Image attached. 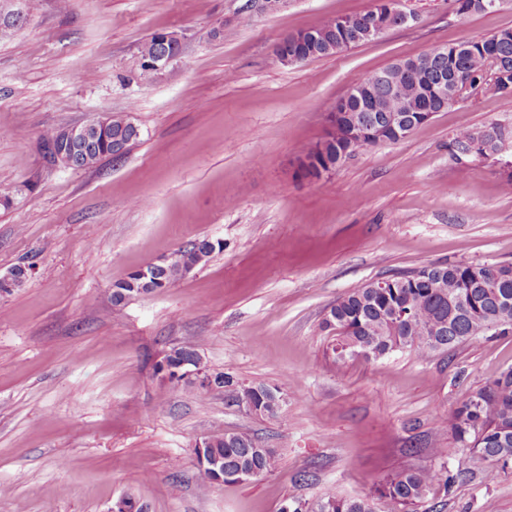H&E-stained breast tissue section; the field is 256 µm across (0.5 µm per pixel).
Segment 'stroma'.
I'll return each mask as SVG.
<instances>
[{
    "instance_id": "1",
    "label": "stroma",
    "mask_w": 512,
    "mask_h": 512,
    "mask_svg": "<svg viewBox=\"0 0 512 512\" xmlns=\"http://www.w3.org/2000/svg\"><path fill=\"white\" fill-rule=\"evenodd\" d=\"M246 0H34L0 37V512H279L338 494L362 498L390 473L469 469L418 512H512V464L454 443L456 409L512 368V331L426 359L400 350L337 358L321 324L364 284L430 264L512 260V193L494 159L455 160L454 133L512 125L492 94L465 99L395 144L359 150L317 179L299 172L337 101L397 60L512 28V0L458 14L453 0H404L411 24L283 66L289 34L372 9L375 0H280L244 22ZM223 25L224 35L210 36ZM157 32L182 52L141 67ZM122 114L140 137L123 157L47 169L40 137ZM210 259L113 311V286L188 242ZM198 348L208 372L278 389L277 416L223 390L164 380L160 361ZM245 433L276 449L274 471L202 490L197 441ZM160 33L153 34L141 47V58L142 59H150L157 57L161 54H164L167 50L165 46H163L162 42L165 45H170L173 48V54L171 57L168 55L161 56L159 58H155L150 61H146L145 64L149 70L152 71H161L163 70L172 60L177 58L181 54L182 42L178 35L174 33H164L161 37V41L159 40Z\"/></svg>"
}]
</instances>
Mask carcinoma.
<instances>
[{
	"label": "carcinoma",
	"mask_w": 512,
	"mask_h": 512,
	"mask_svg": "<svg viewBox=\"0 0 512 512\" xmlns=\"http://www.w3.org/2000/svg\"><path fill=\"white\" fill-rule=\"evenodd\" d=\"M338 19L317 26L320 39L301 48L303 61L342 52L369 40L366 34L344 46H338ZM494 40L474 44L469 51L439 61L421 54L404 63L414 66V74L402 76V93L393 95L387 77H397L399 67L392 64L371 72L358 81L361 96L348 100L346 112L335 113L332 128L318 141L302 151L311 164L323 163L324 155L350 145L362 149L352 135L353 121L363 125L390 124L398 117L406 123L401 136L390 137L396 143L415 129L407 111L411 102L426 101V90L441 83L452 86L460 77L480 83L486 93L512 98L496 78H484L495 69L512 73V28L493 33ZM166 52L153 34L141 47V58L150 59ZM106 139L76 146L82 162L89 168L101 158L112 155V146L130 145L139 132L125 115H109ZM512 144V127L491 123L480 128H463L451 142L452 152L476 150L478 155H494ZM214 252L207 239H197L180 247L165 260V268L150 275L170 285L184 268L199 266ZM392 285L374 288L366 284L352 289L336 300L329 319L321 328L334 333L333 352L337 357L380 358L396 350H409L425 359L436 350H445L492 329H512V264L498 262H459L423 266L390 277ZM151 291L147 280L136 275L116 284L112 291V310L120 309L131 297ZM275 390L266 386H248L239 391L237 403L263 406L271 416L277 415ZM458 448H437L435 454L445 460L460 451H468L484 460L502 465L512 462V368L479 389L457 409L453 424ZM210 456L224 468V482H239L270 472L276 463L275 451L256 444L241 433H226L211 440ZM437 475L426 471H401L390 475L376 489L377 498L386 500L397 512H415L425 500ZM371 498H345L336 494L320 499L308 507L292 501L280 512H374Z\"/></svg>",
	"instance_id": "obj_1"
}]
</instances>
